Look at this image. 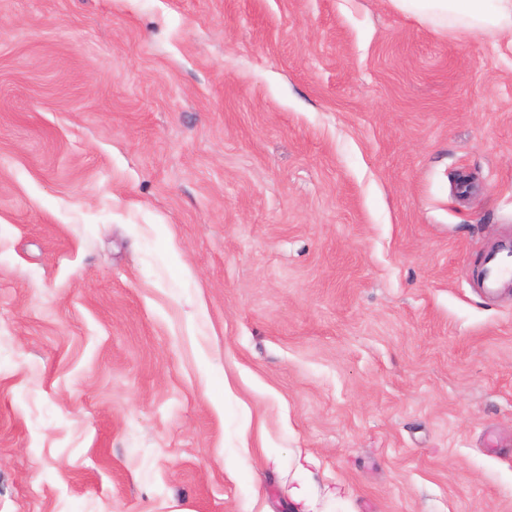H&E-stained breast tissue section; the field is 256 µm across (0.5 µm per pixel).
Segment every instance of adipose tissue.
Wrapping results in <instances>:
<instances>
[{
    "instance_id": "adipose-tissue-1",
    "label": "adipose tissue",
    "mask_w": 512,
    "mask_h": 512,
    "mask_svg": "<svg viewBox=\"0 0 512 512\" xmlns=\"http://www.w3.org/2000/svg\"><path fill=\"white\" fill-rule=\"evenodd\" d=\"M402 16L436 31H496L512 35V0H389Z\"/></svg>"
}]
</instances>
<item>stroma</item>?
Returning <instances> with one entry per match:
<instances>
[{"label":"stroma","mask_w":512,"mask_h":512,"mask_svg":"<svg viewBox=\"0 0 512 512\" xmlns=\"http://www.w3.org/2000/svg\"><path fill=\"white\" fill-rule=\"evenodd\" d=\"M512 41L388 0H0V512H512ZM512 242L486 257L484 278L489 287H494L505 276L512 277Z\"/></svg>","instance_id":"stroma-1"}]
</instances>
